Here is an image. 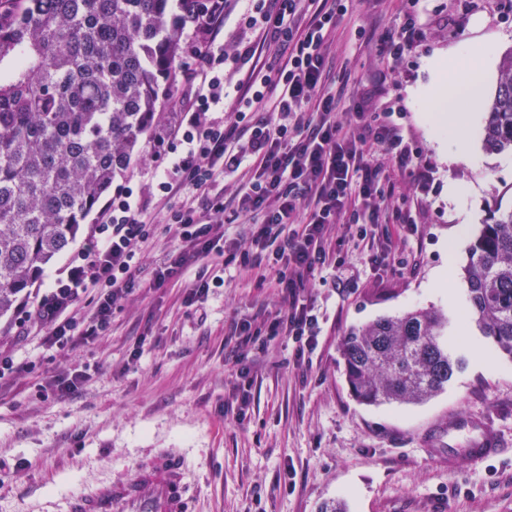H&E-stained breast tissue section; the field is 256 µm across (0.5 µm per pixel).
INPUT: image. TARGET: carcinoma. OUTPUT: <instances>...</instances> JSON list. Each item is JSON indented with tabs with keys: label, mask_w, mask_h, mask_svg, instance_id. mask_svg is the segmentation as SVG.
<instances>
[{
	"label": "carcinoma",
	"mask_w": 512,
	"mask_h": 512,
	"mask_svg": "<svg viewBox=\"0 0 512 512\" xmlns=\"http://www.w3.org/2000/svg\"><path fill=\"white\" fill-rule=\"evenodd\" d=\"M171 0H8L0 6V317L77 241L102 195L140 153L184 42ZM512 152V51L483 126ZM465 311L381 318L340 343L352 395L422 404L463 366L449 329L512 359V209L482 225L461 268Z\"/></svg>",
	"instance_id": "obj_1"
}]
</instances>
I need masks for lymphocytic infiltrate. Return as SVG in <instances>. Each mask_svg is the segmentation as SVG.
<instances>
[{
    "mask_svg": "<svg viewBox=\"0 0 512 512\" xmlns=\"http://www.w3.org/2000/svg\"><path fill=\"white\" fill-rule=\"evenodd\" d=\"M176 2L174 19L196 60L181 66L179 119L160 132L173 153L154 173L169 202L165 218L157 220L129 190H115L71 263L49 291L23 304L15 326L22 336L48 328L59 346L76 336L100 335L136 288L168 287L193 266L198 273L186 298L195 301L223 285L220 272L232 263L224 255V227L245 215L254 226L250 242L258 248L252 266L274 274L279 293L275 311L259 323L233 326L235 343L225 360L242 392L253 381L256 356L279 340L292 342L296 369H312L321 326L310 286L318 274L340 270V249L349 242L361 247L375 276L392 272L394 243L372 234V227L398 225L407 242L418 225L412 207L395 198L390 174L412 170L421 188L429 167L404 135L405 107L361 108L352 131L337 117L338 101L327 87L328 56L351 0H249L240 13L233 0ZM410 2L377 40V54L392 70L404 67L423 41L419 0ZM233 13L239 38L228 51L220 34L225 16ZM254 31L260 40L251 39ZM228 61L248 69L230 120L222 117ZM369 141L382 147V156L364 151ZM242 167L248 181L233 209H226L219 183ZM161 225L177 246L144 270L142 248ZM85 297L92 303L88 312L80 305Z\"/></svg>",
    "mask_w": 512,
    "mask_h": 512,
    "instance_id": "f902f5d3",
    "label": "lymphocytic infiltrate"
}]
</instances>
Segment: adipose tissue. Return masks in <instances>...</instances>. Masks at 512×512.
<instances>
[{"instance_id": "ef3b65f1", "label": "adipose tissue", "mask_w": 512, "mask_h": 512, "mask_svg": "<svg viewBox=\"0 0 512 512\" xmlns=\"http://www.w3.org/2000/svg\"><path fill=\"white\" fill-rule=\"evenodd\" d=\"M486 52L472 49L438 57L433 65L435 94L426 112L427 121L440 129H463L467 135L454 142L449 164L470 161L476 142L474 113L486 93L483 64Z\"/></svg>"}]
</instances>
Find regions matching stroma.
<instances>
[{
  "label": "stroma",
  "instance_id": "1",
  "mask_svg": "<svg viewBox=\"0 0 512 512\" xmlns=\"http://www.w3.org/2000/svg\"><path fill=\"white\" fill-rule=\"evenodd\" d=\"M407 0H356L330 47L339 119L353 125L360 102L400 101L404 134L432 163L416 191L405 173L395 193L417 210L419 235L397 240L411 273L375 278L361 252L349 253L339 279L310 290L322 317L313 368H294L292 349L274 345L249 389L244 422L224 415L236 392L224 349L231 326L274 310L272 280L232 264L224 285L187 303L189 268L167 288H141L124 300L110 329L91 341L48 345L46 330L17 335L15 314L0 317V356L14 368L0 377V512H64L68 495L132 476L137 459L181 455L188 467L191 512H320L346 499L350 512H512V360L489 340L466 335L464 369L447 389L421 405L365 406L351 395L339 352L352 328L417 308L454 314L465 301L460 268L481 225L512 208V154L481 151L480 165H449L423 121L430 65L464 46L489 48V91L501 59L512 50V14L497 0L462 14L458 0H426L424 41L408 65L380 79L378 35ZM467 188L462 202L448 183ZM140 358H133L134 349ZM85 379L78 395L54 396L56 380L73 371ZM451 417L488 419L507 454L455 468L431 456L430 430ZM296 470L294 491L280 479Z\"/></svg>",
  "mask_w": 512,
  "mask_h": 512
}]
</instances>
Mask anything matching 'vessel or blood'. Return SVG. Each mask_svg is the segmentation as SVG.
Segmentation results:
<instances>
[{
	"mask_svg": "<svg viewBox=\"0 0 512 512\" xmlns=\"http://www.w3.org/2000/svg\"><path fill=\"white\" fill-rule=\"evenodd\" d=\"M433 454L456 464L460 457L481 462L504 454L499 432L485 422L458 418L436 429ZM188 489L177 454L141 458L133 476L118 478L71 497L68 512H190Z\"/></svg>",
	"mask_w": 512,
	"mask_h": 512,
	"instance_id": "obj_1",
	"label": "vessel or blood"
}]
</instances>
